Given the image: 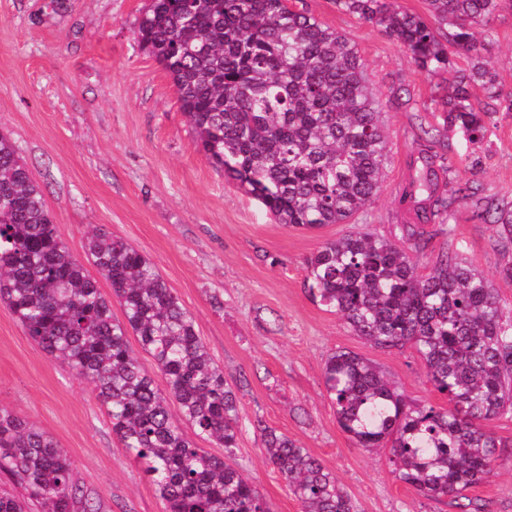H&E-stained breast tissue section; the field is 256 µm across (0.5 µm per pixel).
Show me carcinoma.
<instances>
[{
	"mask_svg": "<svg viewBox=\"0 0 512 512\" xmlns=\"http://www.w3.org/2000/svg\"><path fill=\"white\" fill-rule=\"evenodd\" d=\"M428 14L394 0H334L336 8L399 42L416 67L446 73L442 126L480 147L512 93L477 61L487 27L512 0H426ZM449 28L441 38L435 25ZM142 49L170 77L196 143L211 163L257 199L276 222L306 230L348 224L380 189L386 139L358 49L289 0H150L138 22ZM476 61L465 73L452 56ZM480 89L495 102L477 112ZM400 202L416 223L398 245L368 231L327 241L305 261L313 300L371 345L410 346L448 406H410L370 360L337 351L324 380L340 428L360 448H389L392 472L419 495L454 500L499 460L501 439L487 423L512 413V317L484 273L456 256L418 273L426 246L418 225L444 221L473 200L512 247V203L479 196L480 185L439 183L431 157ZM84 251L109 282L124 320L58 235L42 190L12 138L0 133V302L49 356L92 386L112 433L151 477L165 512H269L250 475L197 446L182 429L233 454L237 397L197 335L192 314L149 258L98 229ZM134 333L162 382L145 373L128 343ZM178 405L175 417L169 401ZM265 456L304 512H354L348 494L306 449L263 428ZM0 473L23 494H0V512H99L67 452L47 432L0 408Z\"/></svg>",
	"mask_w": 512,
	"mask_h": 512,
	"instance_id": "cac0c4a2",
	"label": "carcinoma"
}]
</instances>
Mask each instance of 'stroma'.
Here are the masks:
<instances>
[{
    "mask_svg": "<svg viewBox=\"0 0 512 512\" xmlns=\"http://www.w3.org/2000/svg\"><path fill=\"white\" fill-rule=\"evenodd\" d=\"M357 46L387 135L377 198L347 224L315 231L277 224L264 207L216 171L194 141L175 88L137 41L148 0H0V131L11 135L40 185L66 246L83 256L101 227L148 257L193 315L198 336L223 367L239 401L237 448L229 462L251 474L270 512H302L263 454V427L286 434L331 472L356 512H460L396 479L387 449L358 448L339 427L324 366L339 350L370 359L417 407L443 405L413 348L385 352L313 302L304 262L323 242L367 229L397 241L412 216L398 203L420 153L449 155L458 180L512 201V112L496 113L470 147L440 127L435 101L445 76L418 70L397 41L338 11L332 0H292ZM484 55L512 92V10L492 23ZM452 236L427 225L418 271L451 252L485 273L503 309L512 251L475 203L457 208ZM0 407L50 434L72 459L101 512H164L142 465L113 435L90 387L52 359L0 303ZM488 428L506 444L494 470L467 492L485 512H512V416Z\"/></svg>",
    "mask_w": 512,
    "mask_h": 512,
    "instance_id": "1",
    "label": "stroma"
}]
</instances>
